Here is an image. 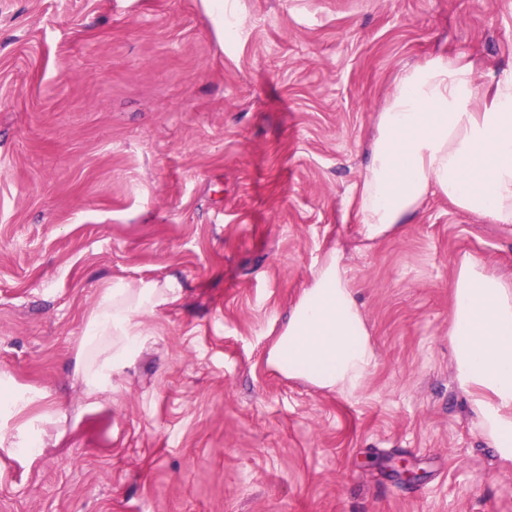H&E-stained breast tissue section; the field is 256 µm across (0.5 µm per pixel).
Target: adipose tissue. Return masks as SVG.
<instances>
[{
    "label": "adipose tissue",
    "mask_w": 512,
    "mask_h": 512,
    "mask_svg": "<svg viewBox=\"0 0 512 512\" xmlns=\"http://www.w3.org/2000/svg\"><path fill=\"white\" fill-rule=\"evenodd\" d=\"M435 194L466 213L512 224V73L484 94L470 63L439 56L397 78L354 186L363 234L376 240L403 231ZM349 273L343 249L324 254L267 357L286 377L342 396L359 391L377 363ZM451 288L454 378L471 394L488 444L512 458V280L466 255ZM181 290L174 278L118 280L102 289L89 323L97 357L79 373L86 397L111 391L116 371L148 338L146 317Z\"/></svg>",
    "instance_id": "1"
}]
</instances>
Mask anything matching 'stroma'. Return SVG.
I'll return each instance as SVG.
<instances>
[{"instance_id":"35a3bbf8","label":"stroma","mask_w":512,"mask_h":512,"mask_svg":"<svg viewBox=\"0 0 512 512\" xmlns=\"http://www.w3.org/2000/svg\"><path fill=\"white\" fill-rule=\"evenodd\" d=\"M439 55L489 90L512 0H0V378L42 396L0 406V512H512L448 348L456 261L512 278V224L433 196L369 240L354 214L381 103ZM336 246L377 355L352 397L267 362ZM169 277L88 404L99 292Z\"/></svg>"}]
</instances>
